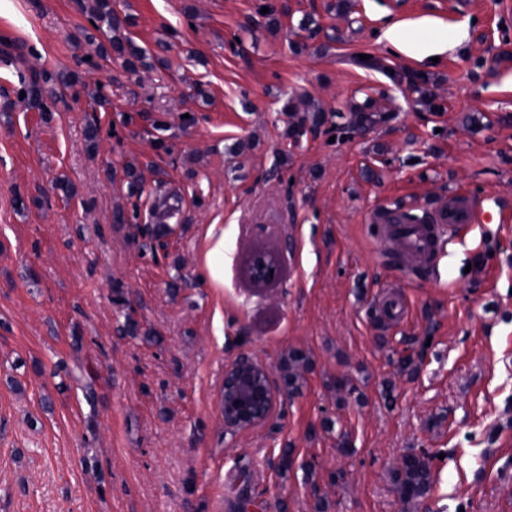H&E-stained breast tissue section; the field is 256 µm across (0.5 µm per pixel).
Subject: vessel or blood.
I'll return each mask as SVG.
<instances>
[{
  "instance_id": "obj_1",
  "label": "vessel or blood",
  "mask_w": 512,
  "mask_h": 512,
  "mask_svg": "<svg viewBox=\"0 0 512 512\" xmlns=\"http://www.w3.org/2000/svg\"><path fill=\"white\" fill-rule=\"evenodd\" d=\"M481 209L463 195H450L446 204L434 208L427 222L382 225L378 242L384 252L417 271L435 270L443 241H455L483 223Z\"/></svg>"
}]
</instances>
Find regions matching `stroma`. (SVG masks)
<instances>
[{"instance_id":"obj_1","label":"stroma","mask_w":512,"mask_h":512,"mask_svg":"<svg viewBox=\"0 0 512 512\" xmlns=\"http://www.w3.org/2000/svg\"><path fill=\"white\" fill-rule=\"evenodd\" d=\"M266 2L112 0L153 57L131 81L81 0H0V512H512V0H293L277 30ZM393 23L447 52L389 50ZM45 69L78 76L46 114L19 97ZM298 95L322 124L296 130ZM452 194L490 219L433 276L379 251V214ZM242 352L278 399L232 433ZM411 452L432 487L406 503ZM393 71V75L388 74L390 79L400 83H402L404 79H407V84L411 92L417 93L433 111L440 109V105L435 104L432 97L427 95L426 86L429 80L427 76L419 75L410 77L404 71L395 69H393ZM277 268L278 265L275 259L264 254H258L249 263L247 273L255 284L264 285L275 278ZM270 273H273V277H270ZM394 484L403 501L425 495L431 486L430 457L425 453L405 455L395 474Z\"/></svg>"}]
</instances>
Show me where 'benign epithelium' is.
<instances>
[{
  "mask_svg": "<svg viewBox=\"0 0 512 512\" xmlns=\"http://www.w3.org/2000/svg\"><path fill=\"white\" fill-rule=\"evenodd\" d=\"M275 259L258 254L248 265L249 278L257 285L272 280L277 273ZM277 402L270 369L264 363L241 355L224 367L221 388V414L224 428L240 432L263 424L272 414Z\"/></svg>",
  "mask_w": 512,
  "mask_h": 512,
  "instance_id": "7a95c632",
  "label": "benign epithelium"
}]
</instances>
